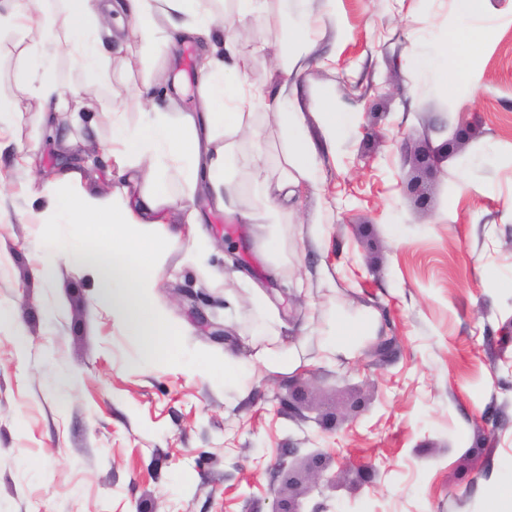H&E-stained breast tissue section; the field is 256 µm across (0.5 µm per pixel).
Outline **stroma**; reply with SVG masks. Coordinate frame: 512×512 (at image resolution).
Segmentation results:
<instances>
[{
    "label": "stroma",
    "mask_w": 512,
    "mask_h": 512,
    "mask_svg": "<svg viewBox=\"0 0 512 512\" xmlns=\"http://www.w3.org/2000/svg\"><path fill=\"white\" fill-rule=\"evenodd\" d=\"M287 20L318 31L296 79L315 181L281 218L276 274L256 228L195 192L214 246L200 266L170 249L156 290L186 329L175 362L149 358L65 259L47 278L32 270L48 239L82 232L51 201L58 159L75 157L87 192L122 191L113 112L140 123L132 92L143 86L159 111H203L200 72L175 68L160 42L143 55L125 18L101 47L100 75L58 53L63 96L86 120L60 110L48 131L33 125L42 102L19 77L41 27L31 20L26 36L0 39V98L19 112L0 128V512H277L291 496L304 512H506L512 0H484L462 21L453 0H274L268 21H246L235 37L250 80L278 79ZM450 42L463 66L447 78ZM330 107L348 115L333 149L320 128ZM249 122L267 150L254 167L247 135L236 137L237 180L254 199L279 175L280 131L260 107ZM445 147L435 168L413 160ZM251 285L288 326L289 368L256 367L243 392L212 365L262 342ZM367 311L374 332L325 359L337 320ZM318 452L335 486L311 480Z\"/></svg>",
    "instance_id": "obj_1"
}]
</instances>
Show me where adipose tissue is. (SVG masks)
<instances>
[{
    "mask_svg": "<svg viewBox=\"0 0 512 512\" xmlns=\"http://www.w3.org/2000/svg\"><path fill=\"white\" fill-rule=\"evenodd\" d=\"M74 35L93 41L86 53L89 71H96L102 58L96 49L104 28V16L124 12L134 16L144 43L156 35L154 13L164 8L170 23L164 42L174 43L209 35L216 22L207 0H63ZM288 40L293 47L289 62L281 67L278 86L249 81L245 65L233 40H226L223 54L212 55L203 81L204 111L171 117L166 112L147 113L136 128H129L122 113L112 115V156L131 170L133 192L101 199L81 192L75 181L56 185L54 195L60 212L72 223L84 225L85 235L98 239L95 248L83 244L52 246L85 270L94 281L100 303L130 334L139 337L149 354L172 355L183 330L168 319L154 299L166 252L188 242L187 257L197 261L208 251V241L196 227L172 230L165 222L168 209L181 206L184 198L171 191L168 170H177L188 191L204 188L218 208L236 213L239 221L263 233L265 252L272 269L281 263L280 221L293 205L296 189L311 182L315 155L304 132L301 113L289 93L288 77L303 71L311 47L308 23L293 25ZM62 44L50 32L29 49V64L21 81L45 104L36 115L37 124L49 123L52 110L65 107L57 79L50 66L51 55ZM264 106L278 120L283 137L280 176L264 202L241 204L236 175L237 154L233 136L242 132L248 110ZM284 371L288 354L278 333H269L262 346L248 356L225 352L224 377L237 381L249 377L256 366Z\"/></svg>",
    "mask_w": 512,
    "mask_h": 512,
    "instance_id": "1",
    "label": "adipose tissue"
}]
</instances>
